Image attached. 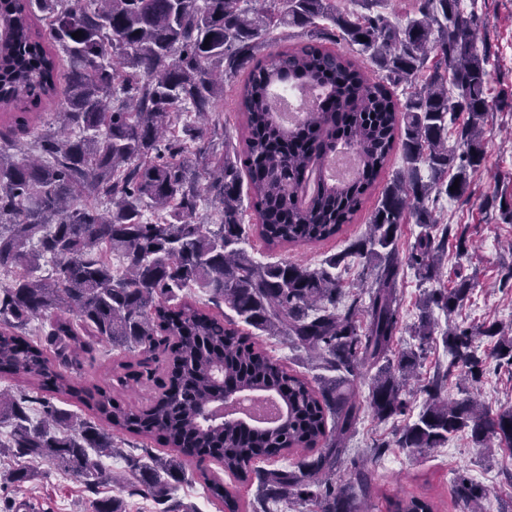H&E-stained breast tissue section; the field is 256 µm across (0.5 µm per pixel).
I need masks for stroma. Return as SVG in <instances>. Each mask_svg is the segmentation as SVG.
<instances>
[{"mask_svg":"<svg viewBox=\"0 0 512 512\" xmlns=\"http://www.w3.org/2000/svg\"><path fill=\"white\" fill-rule=\"evenodd\" d=\"M475 12L481 19L479 44L490 57L488 86L491 95L512 88V0H475ZM484 159L471 179V195L461 200L441 202L438 209L448 227L449 242L466 237L469 249L458 254L449 249L444 259L445 276L456 267H464L475 277L472 299L459 312L460 319L481 323L501 322L512 327V279L503 274L512 266V251L505 247L512 241V224L497 221L498 211L490 205L501 193L512 195V111H490L483 134ZM377 204L369 199L363 211L345 226L337 238L298 247L270 249L255 234L257 218L247 213L243 249L261 263L282 260L318 267L323 260L344 251L350 242L367 231L369 217ZM479 356L488 362L478 394L492 409L512 407V373L497 368L489 359L487 340L477 342ZM141 352H127L102 345L92 357L84 358L71 374L83 385L107 387L117 382L118 363L141 359ZM396 423L378 422L369 409H362L355 434L349 439L346 461L373 458L369 472L371 495L365 505L368 512H387L386 500L395 496H425L432 499L436 512H464L454 495V480L466 473L482 483L488 492L485 512H512V450L477 448L468 437L449 439L441 448L417 455L405 448L393 447ZM32 466L36 477L22 488L0 486V512H90L93 500L120 495L127 501L128 512H159L152 500L131 494L129 488L102 484L88 486L84 479L66 473L48 463L29 464L27 459L0 456V468Z\"/></svg>","mask_w":512,"mask_h":512,"instance_id":"obj_1","label":"stroma"}]
</instances>
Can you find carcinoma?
<instances>
[{
	"label": "carcinoma",
	"mask_w": 512,
	"mask_h": 512,
	"mask_svg": "<svg viewBox=\"0 0 512 512\" xmlns=\"http://www.w3.org/2000/svg\"><path fill=\"white\" fill-rule=\"evenodd\" d=\"M37 11L70 65L62 122L29 148L20 135L30 131V111L55 96L57 77L53 47L33 31ZM412 11L393 22L341 10L336 0H0V109L15 110L9 133H0V272L14 274L0 286V378L23 374L40 392L13 399L0 391V427L9 428L0 449L90 484L113 481L102 458L121 455L125 482L162 512H185L173 492L188 462L200 466L198 477L227 512H272L280 503L362 512L370 493L364 465L353 463L348 481L336 485L359 417L355 381L362 368L376 369L367 398L373 417L407 415L409 381L434 341L435 311L454 314L474 288L460 267L424 289L418 322L408 327L417 344L390 359L402 331L403 266L423 283L439 279L448 236L434 234L440 221L429 203L468 193L490 108L489 56L476 45L479 16L461 0H415ZM281 28L302 30V41L259 56ZM76 31L82 37L73 38ZM325 40L358 47L373 69L326 49ZM241 72L244 147L220 152L197 120L223 100L224 80ZM287 84L318 91L290 128L271 103L274 87ZM462 114L450 147L449 126ZM397 146L403 166L382 193L369 235L346 251L311 268L258 263L239 248L244 196L269 246L336 237ZM348 148L360 155L358 176L346 184L321 176L308 189L316 166ZM191 156L203 165L206 192L220 201L213 222L197 217L201 189ZM411 220L422 231L402 256L401 226ZM353 255L365 259L370 281L340 312L345 293L334 269ZM43 261L51 271L33 276ZM193 288L207 297L205 306L179 299ZM55 311L72 318L56 317L43 340L29 335L31 321ZM258 333L304 348L334 376L311 381L286 368L259 345ZM477 335L512 372V335L498 322L449 324L442 342L450 366L424 386L422 410L396 433L397 447L424 453L461 433L480 448L493 438L512 448V408L494 412L468 395L442 396L457 363L466 379L481 381ZM96 343L168 353L149 405L134 409L110 388L73 381L45 349L62 356L69 348L91 352ZM124 368L122 385L155 379L145 361ZM245 390L278 394L286 421L269 429L224 422L212 403ZM53 398L87 407L108 427L56 407ZM118 433L154 440L175 455L124 456ZM290 455L291 468L258 466ZM208 460L255 482L261 509L210 478L201 468ZM455 491L469 512H483L481 484L462 473ZM92 509L126 512V502L106 497ZM390 509L434 512V504L412 496Z\"/></svg>",
	"instance_id": "cac0c4a2"
}]
</instances>
